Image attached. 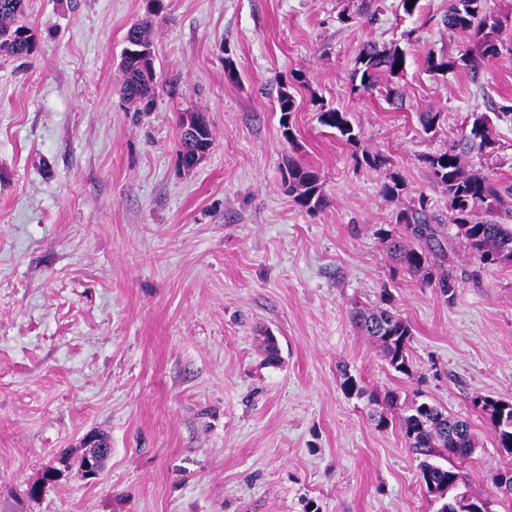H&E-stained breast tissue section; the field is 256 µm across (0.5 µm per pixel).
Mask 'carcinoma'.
<instances>
[{
    "instance_id": "carcinoma-1",
    "label": "carcinoma",
    "mask_w": 512,
    "mask_h": 512,
    "mask_svg": "<svg viewBox=\"0 0 512 512\" xmlns=\"http://www.w3.org/2000/svg\"><path fill=\"white\" fill-rule=\"evenodd\" d=\"M23 10L24 0H0L1 55L23 59L32 53L29 28L19 23ZM153 23L154 18L146 16L128 29L126 41L137 45L142 54L125 55L121 61L123 95L139 112L148 111L155 95L150 39ZM442 24L464 34L474 52L458 57L430 54L425 59L426 71L430 73L444 75L461 66L477 73L483 61L496 58L504 51L512 54V39L506 42L500 39L504 28L512 29V19L493 11L489 0H449ZM407 63L408 53L403 49L364 44L355 59L352 92L372 91L385 78L386 100L402 104L401 93L390 79L402 76ZM318 121L336 130L346 142H360L347 113L323 106L318 112ZM180 143L181 161L186 165L196 149L211 146L213 139L210 129L206 128L198 140L189 143L183 136ZM495 143L490 117L474 112L457 142L425 158L433 180L448 198V223L456 227V236L464 240L478 268L512 263V185L501 186L488 169H467L464 165L465 157L472 151L492 153ZM362 161L371 169L384 171L382 191L386 196L395 198L407 192L403 177L390 170L391 162L386 156L364 150ZM284 184L294 201L309 212L328 204L318 175L309 168L288 162ZM395 223L402 226V233L379 230L387 251L408 274L453 300L462 279L453 266L444 264L447 250L426 197L419 196L417 204L399 212ZM352 319L355 327L373 340L391 369L405 375L409 373L412 329L405 320L381 307L358 309ZM479 406L494 428L497 447L512 453V427H498L503 418L512 421V401L483 397ZM392 423L398 424L410 447L427 456L421 463V478L427 492L441 502L438 512H472L473 507L483 503L482 499L460 491L464 477L459 469L432 461L434 457H448L464 462L472 456L476 440L466 422L451 417L433 403L415 400L395 418L379 414L376 427L386 428Z\"/></svg>"
}]
</instances>
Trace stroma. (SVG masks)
<instances>
[{"label": "stroma", "mask_w": 512, "mask_h": 512, "mask_svg": "<svg viewBox=\"0 0 512 512\" xmlns=\"http://www.w3.org/2000/svg\"><path fill=\"white\" fill-rule=\"evenodd\" d=\"M364 3L371 20L341 22ZM421 3L409 18L400 0H163L155 104L139 112L119 64L147 0H26L33 52L0 56V512H437L421 455L372 419L368 394L391 391L466 420L478 442L466 489L512 512L490 482L512 455L476 404L512 400V264L471 278L423 161L471 113L512 105V55L429 74L428 53L469 43L441 24L448 0ZM366 42L407 49L404 108L381 88L352 92ZM291 74L290 143L276 100ZM323 105L346 112L360 145L320 125ZM429 110L441 119L427 134ZM186 112L213 134L190 171ZM365 149L392 160L407 193L383 195ZM290 160L316 171L325 208L295 204ZM421 195L463 277L450 302L378 235ZM358 305L411 326L409 374L355 328ZM265 330L279 366L264 361ZM346 373L365 396L343 391ZM90 432L112 444L99 477L74 462L44 480Z\"/></svg>", "instance_id": "1"}]
</instances>
